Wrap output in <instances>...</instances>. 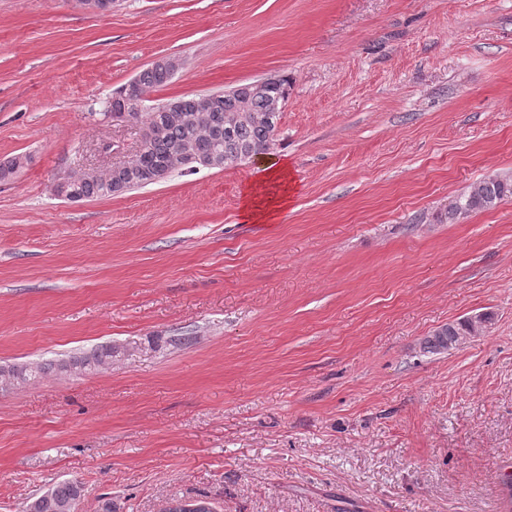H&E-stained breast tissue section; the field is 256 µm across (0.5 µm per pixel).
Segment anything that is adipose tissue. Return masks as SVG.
<instances>
[{
	"label": "adipose tissue",
	"mask_w": 512,
	"mask_h": 512,
	"mask_svg": "<svg viewBox=\"0 0 512 512\" xmlns=\"http://www.w3.org/2000/svg\"><path fill=\"white\" fill-rule=\"evenodd\" d=\"M290 200L288 167L260 168L253 184L242 198V217L253 224L273 223L279 212L287 208Z\"/></svg>",
	"instance_id": "adipose-tissue-1"
}]
</instances>
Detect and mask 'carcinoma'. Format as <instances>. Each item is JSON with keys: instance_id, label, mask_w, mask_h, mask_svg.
Wrapping results in <instances>:
<instances>
[{"instance_id": "1", "label": "carcinoma", "mask_w": 512, "mask_h": 512, "mask_svg": "<svg viewBox=\"0 0 512 512\" xmlns=\"http://www.w3.org/2000/svg\"><path fill=\"white\" fill-rule=\"evenodd\" d=\"M172 79L168 69L154 65L135 77L137 88L147 93L166 86ZM286 98L288 78L278 76L259 93L230 91L210 101L197 94L187 95L174 99V109L167 108L165 101L159 102L143 115L148 133L131 167L95 176L74 173L69 176L68 190L83 199L121 194L157 183L175 171L195 172L194 157L199 154H212L223 160V167H231L249 154L275 144L281 116L276 104ZM508 198H512V177H488L448 206V222L493 208ZM472 333L474 328L466 319L443 325L424 339L423 350L432 354L449 351L462 336ZM113 353L114 348L105 345L67 360L37 362L34 369L24 372L23 380L28 382L58 372L65 364L93 370L110 363ZM80 497L79 483H59L35 500L36 512H75Z\"/></svg>"}]
</instances>
